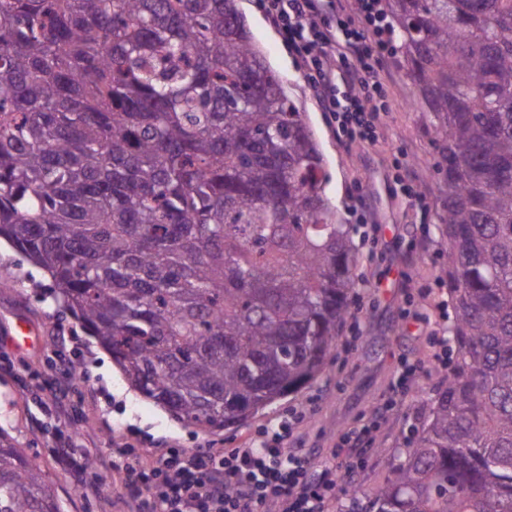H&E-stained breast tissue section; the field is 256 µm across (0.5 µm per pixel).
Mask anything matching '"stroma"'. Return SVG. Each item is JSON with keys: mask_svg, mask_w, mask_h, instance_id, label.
<instances>
[{"mask_svg": "<svg viewBox=\"0 0 512 512\" xmlns=\"http://www.w3.org/2000/svg\"><path fill=\"white\" fill-rule=\"evenodd\" d=\"M240 9L267 64L289 97L305 112L326 161V194L342 223L355 227L353 246L359 286L326 373L316 382L260 411L239 428L202 432L183 425L146 400L125 380L111 354L89 336L57 301L47 274L0 239V433L41 463L63 512H131L127 494L132 459L119 456L129 443L160 458L169 448L215 451L249 446L264 427L300 413L288 439L290 451L307 456L312 478L347 434L360 438L350 461V487L372 488L386 475L384 461L423 417L446 374L444 346L452 317L448 239L439 213L447 190L429 113L414 101L417 89L400 54L384 75L388 110L374 143L349 144L321 112L303 71L270 26L256 0ZM424 189L427 214L403 195V181ZM366 203L368 224L352 209ZM416 369L402 393L391 386L400 362ZM74 448L89 470L60 468L55 447ZM99 484L86 494L83 481Z\"/></svg>", "mask_w": 512, "mask_h": 512, "instance_id": "obj_1", "label": "stroma"}]
</instances>
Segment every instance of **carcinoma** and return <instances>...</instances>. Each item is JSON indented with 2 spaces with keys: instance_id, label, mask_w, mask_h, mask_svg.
<instances>
[{
  "instance_id": "1",
  "label": "carcinoma",
  "mask_w": 512,
  "mask_h": 512,
  "mask_svg": "<svg viewBox=\"0 0 512 512\" xmlns=\"http://www.w3.org/2000/svg\"><path fill=\"white\" fill-rule=\"evenodd\" d=\"M448 193L455 346L358 512H512V0H384ZM305 113L238 0H0V237L205 432L325 369L358 286ZM0 512H61L0 434Z\"/></svg>"
}]
</instances>
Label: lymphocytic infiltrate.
Listing matches in <instances>:
<instances>
[{"instance_id":"obj_1","label":"lymphocytic infiltrate","mask_w":512,"mask_h":512,"mask_svg":"<svg viewBox=\"0 0 512 512\" xmlns=\"http://www.w3.org/2000/svg\"><path fill=\"white\" fill-rule=\"evenodd\" d=\"M269 21L299 57L323 111L348 140H373L387 103L382 73L392 55L376 0H260ZM289 424L266 427L246 448L214 453L170 449L137 459L136 482L149 497L137 512H331L340 450L312 480L311 463L286 447Z\"/></svg>"}]
</instances>
